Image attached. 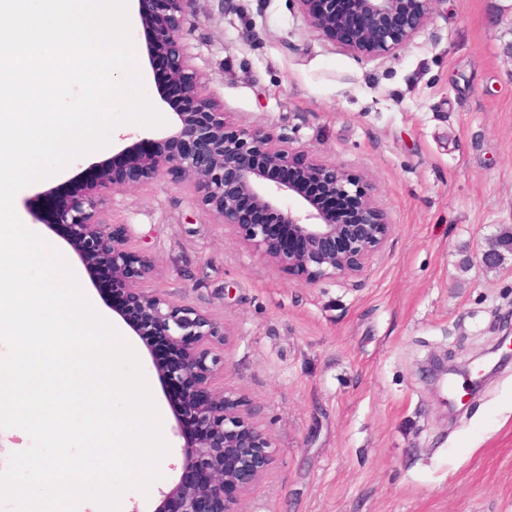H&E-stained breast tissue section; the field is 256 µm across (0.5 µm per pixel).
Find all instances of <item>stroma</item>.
<instances>
[{
	"mask_svg": "<svg viewBox=\"0 0 512 512\" xmlns=\"http://www.w3.org/2000/svg\"><path fill=\"white\" fill-rule=\"evenodd\" d=\"M182 40L229 120L370 179L392 235L361 275L307 284L240 248L161 178L115 196L111 223L154 261L146 288L232 331L217 386L254 410L274 462L243 512H512V362L464 410L437 391L431 357L463 365L512 323V253L478 262L512 228V0H442L404 48L371 58L311 28L297 0H197ZM105 147L22 189L91 178ZM171 451L149 494L155 512L187 452L145 350H138Z\"/></svg>",
	"mask_w": 512,
	"mask_h": 512,
	"instance_id": "35a3bbf8",
	"label": "stroma"
}]
</instances>
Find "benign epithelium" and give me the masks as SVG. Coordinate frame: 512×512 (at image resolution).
I'll return each instance as SVG.
<instances>
[{
	"instance_id": "obj_1",
	"label": "benign epithelium",
	"mask_w": 512,
	"mask_h": 512,
	"mask_svg": "<svg viewBox=\"0 0 512 512\" xmlns=\"http://www.w3.org/2000/svg\"><path fill=\"white\" fill-rule=\"evenodd\" d=\"M147 65L159 61L167 81L156 85L172 110L168 151L148 139L122 136L112 159L91 165L93 177H77L70 194L55 196L47 215L29 210L34 223L65 228L66 243L93 286L101 273L120 285L123 304L112 306L147 349L162 387L174 388V433L189 414L197 429L188 460L200 477L178 482L165 496L174 512H242L241 503L272 458V442L239 399L212 386L224 360L212 353L229 335L205 312L143 287L151 261L132 250L122 224L107 221L114 197L130 188L169 178L196 195L202 212L222 224L246 251L293 270L307 283L360 274L391 235L373 184L351 176L338 162L304 151L300 160L273 129L229 123L224 104L209 93L208 74L181 44V30L196 15L197 0H134ZM439 0H298L311 28L345 35L353 53L382 57L410 44L428 24ZM171 351L163 361L155 348ZM457 371L444 359L430 363L437 384ZM234 492L224 495V486Z\"/></svg>"
}]
</instances>
